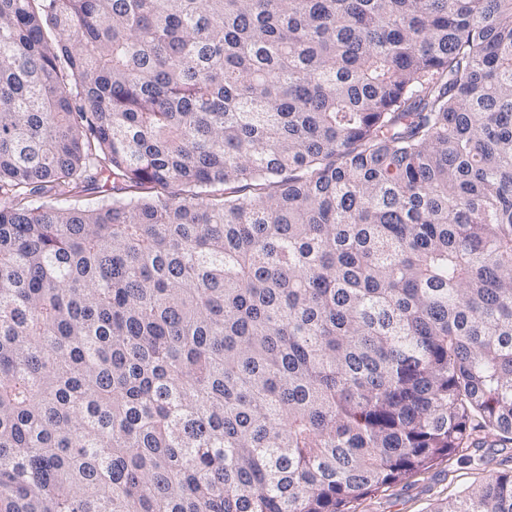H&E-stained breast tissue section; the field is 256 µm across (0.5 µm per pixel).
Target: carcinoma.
Listing matches in <instances>:
<instances>
[{
    "mask_svg": "<svg viewBox=\"0 0 512 512\" xmlns=\"http://www.w3.org/2000/svg\"><path fill=\"white\" fill-rule=\"evenodd\" d=\"M479 432L512 0H0V512H350Z\"/></svg>",
    "mask_w": 512,
    "mask_h": 512,
    "instance_id": "1",
    "label": "carcinoma"
}]
</instances>
